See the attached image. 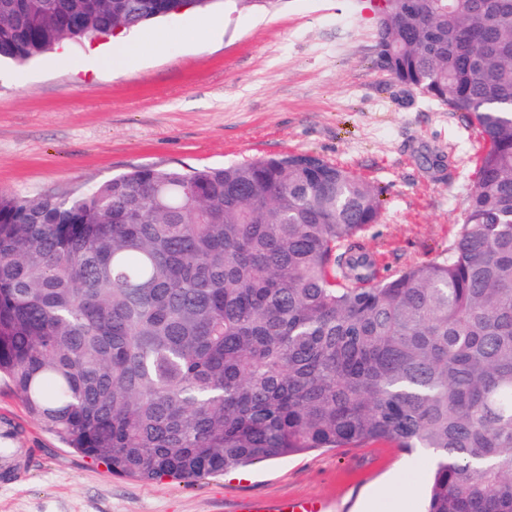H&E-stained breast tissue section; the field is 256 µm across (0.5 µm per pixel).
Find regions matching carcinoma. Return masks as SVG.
I'll use <instances>...</instances> for the list:
<instances>
[{"mask_svg": "<svg viewBox=\"0 0 512 512\" xmlns=\"http://www.w3.org/2000/svg\"><path fill=\"white\" fill-rule=\"evenodd\" d=\"M216 0H0L23 65ZM372 63L485 149L447 254L383 278L382 188L310 153L0 194V376L118 477L376 444L425 512H512V0H386Z\"/></svg>", "mask_w": 512, "mask_h": 512, "instance_id": "carcinoma-1", "label": "carcinoma"}]
</instances>
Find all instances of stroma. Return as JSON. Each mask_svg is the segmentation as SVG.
Returning a JSON list of instances; mask_svg holds the SVG:
<instances>
[{
  "label": "stroma",
  "instance_id": "stroma-1",
  "mask_svg": "<svg viewBox=\"0 0 512 512\" xmlns=\"http://www.w3.org/2000/svg\"><path fill=\"white\" fill-rule=\"evenodd\" d=\"M162 51L99 66L105 39L0 63V193L67 195L143 166H221L312 152L383 187L362 235L385 274L455 240L482 141L462 117L372 64L371 0H218L149 23ZM26 467L0 512H228L238 496H317L334 512H421L430 463L376 445L261 463L195 485L110 474L66 447L0 379V432Z\"/></svg>",
  "mask_w": 512,
  "mask_h": 512
}]
</instances>
